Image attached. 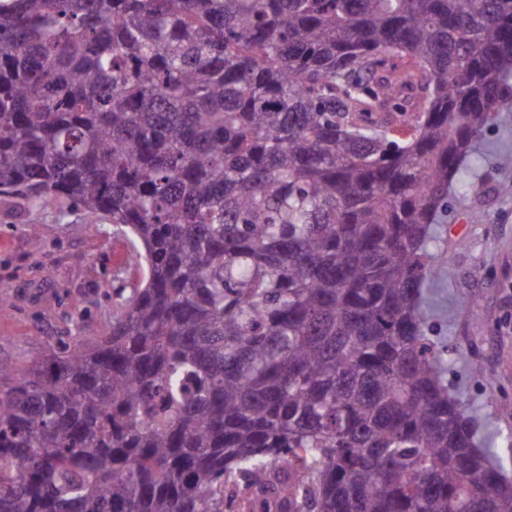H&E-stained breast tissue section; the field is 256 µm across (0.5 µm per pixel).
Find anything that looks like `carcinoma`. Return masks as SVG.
Returning <instances> with one entry per match:
<instances>
[{
	"label": "carcinoma",
	"mask_w": 512,
	"mask_h": 512,
	"mask_svg": "<svg viewBox=\"0 0 512 512\" xmlns=\"http://www.w3.org/2000/svg\"><path fill=\"white\" fill-rule=\"evenodd\" d=\"M503 112L512 0H0V196L141 272L0 366V512H512L422 294Z\"/></svg>",
	"instance_id": "cac0c4a2"
}]
</instances>
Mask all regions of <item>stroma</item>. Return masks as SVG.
<instances>
[{"label": "stroma", "instance_id": "1", "mask_svg": "<svg viewBox=\"0 0 512 512\" xmlns=\"http://www.w3.org/2000/svg\"><path fill=\"white\" fill-rule=\"evenodd\" d=\"M493 150L473 170L480 195L453 201L435 247L448 263L428 285L430 333L448 343V383L474 419L480 444L505 448L512 438V197L499 184L512 168L496 152L512 151V114L484 136ZM128 244L106 218L87 219L59 200L30 207L0 199V365L26 369L49 349L80 335V321L99 334L112 325V290L135 279ZM475 302L460 308L458 299ZM480 362L484 376L470 372Z\"/></svg>", "mask_w": 512, "mask_h": 512}]
</instances>
